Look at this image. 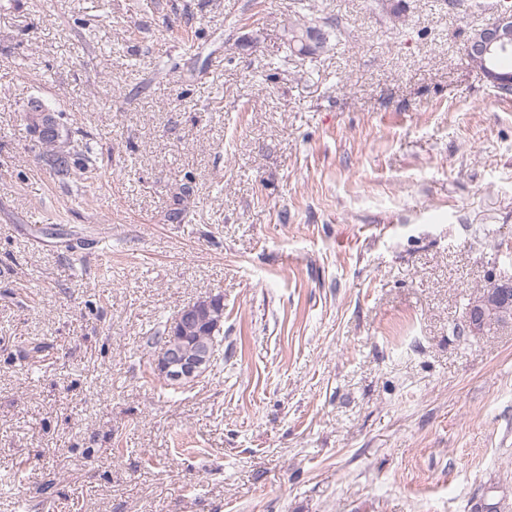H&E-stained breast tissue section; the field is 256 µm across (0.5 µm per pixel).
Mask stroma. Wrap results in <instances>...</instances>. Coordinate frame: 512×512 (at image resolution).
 <instances>
[{
    "instance_id": "stroma-1",
    "label": "stroma",
    "mask_w": 512,
    "mask_h": 512,
    "mask_svg": "<svg viewBox=\"0 0 512 512\" xmlns=\"http://www.w3.org/2000/svg\"><path fill=\"white\" fill-rule=\"evenodd\" d=\"M403 3L0 0V512L512 501V329L456 331L512 276V95L465 58L498 0ZM209 296L166 385L147 336ZM309 24L311 23L303 20L291 25L290 41L298 46L300 53L316 54L325 48L326 38L322 36L319 29L312 34V28L307 26ZM26 112L27 118L24 115V120L26 122L25 128L29 135H31V125L29 122L34 126L35 129V136L36 137H42L46 136L49 133L53 131L54 126L56 127L57 135H49L42 141H39V143L44 145H51L56 141L57 136H61L60 128L61 124L58 121V117L53 112V118H54V126H53V120L51 118L52 111L47 107L45 102L40 98H33L30 99L27 102V106L24 110ZM29 120V122H28ZM60 127V128H59ZM201 365L198 356L186 346H175L170 350L165 347L153 362L154 372L174 385H181L192 379Z\"/></svg>"
}]
</instances>
